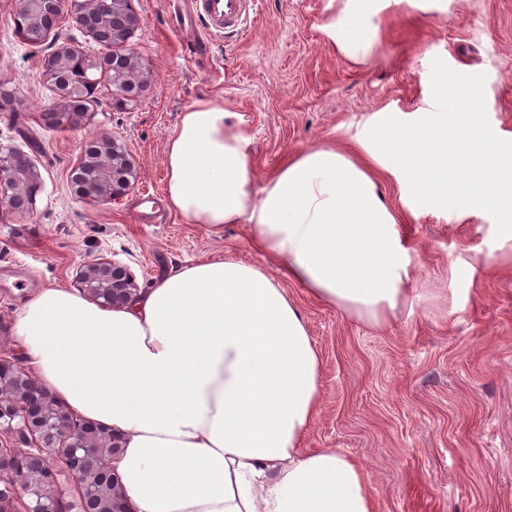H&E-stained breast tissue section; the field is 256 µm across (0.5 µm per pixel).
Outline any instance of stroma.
<instances>
[{"mask_svg":"<svg viewBox=\"0 0 512 512\" xmlns=\"http://www.w3.org/2000/svg\"><path fill=\"white\" fill-rule=\"evenodd\" d=\"M132 6L142 25L128 47L146 87L119 108L100 76L68 129L43 118L56 97L42 75L49 45L28 43L14 0H0V83L15 97L0 142L31 151L41 174L32 209L0 212V349L15 351L17 312L36 291L77 290V269L99 257L127 265L141 291L205 258L261 263L240 225L218 237L166 209L138 220L143 197H165L164 145L194 103L232 112L259 187L299 151L351 147L375 113L430 108L435 59L471 81L487 125L512 139V0H259L248 37L206 48L174 30L168 0ZM357 21L367 47L351 54L337 36ZM100 135L124 145L138 176L124 197L89 204L71 172ZM381 189L403 218L417 298L377 330L288 285L323 360L305 445L363 462L376 512H512V236L488 211L411 205L391 176Z\"/></svg>","mask_w":512,"mask_h":512,"instance_id":"obj_1","label":"stroma"}]
</instances>
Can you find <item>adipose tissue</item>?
<instances>
[{
	"label": "adipose tissue",
	"mask_w": 512,
	"mask_h": 512,
	"mask_svg": "<svg viewBox=\"0 0 512 512\" xmlns=\"http://www.w3.org/2000/svg\"><path fill=\"white\" fill-rule=\"evenodd\" d=\"M437 83L453 112L383 115L356 151H300L259 190L231 112L189 106L165 144L166 206L216 235L242 225L262 263L202 259L119 309L55 286L22 306L38 380L124 434L114 466L136 512H375L362 462L304 445L323 362L285 285L379 329L411 306L381 170L432 209L512 218V144L484 129L465 77Z\"/></svg>",
	"instance_id": "1"
}]
</instances>
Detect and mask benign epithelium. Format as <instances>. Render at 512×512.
I'll return each mask as SVG.
<instances>
[{
	"label": "benign epithelium",
	"instance_id": "7a95c632",
	"mask_svg": "<svg viewBox=\"0 0 512 512\" xmlns=\"http://www.w3.org/2000/svg\"><path fill=\"white\" fill-rule=\"evenodd\" d=\"M17 13L27 21V37L41 45L57 20L67 16L85 34L103 45H124L141 24L131 0H17ZM81 57L80 82L63 80L71 60ZM127 72L123 88L115 90V106L122 108L143 91L134 53L112 54ZM107 70L106 59L80 54L61 44L45 55L42 73L56 88L50 107L59 126H77L83 113L72 102L89 101L86 86L96 73ZM72 183L78 197L88 203H107L125 195L137 179L133 158L109 137L85 143L73 168ZM39 173L34 161L20 149L0 143V209L15 211L35 201ZM80 291L104 308L117 309L137 293L135 276L123 263L97 258L80 267ZM125 447L124 434L74 415L57 397L39 386L18 357L0 354V512H71L58 488L66 473L75 483L81 512H129V502L112 462Z\"/></svg>",
	"mask_w": 512,
	"mask_h": 512
}]
</instances>
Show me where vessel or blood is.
<instances>
[{"label": "vessel or blood", "instance_id": "b4317fda", "mask_svg": "<svg viewBox=\"0 0 512 512\" xmlns=\"http://www.w3.org/2000/svg\"><path fill=\"white\" fill-rule=\"evenodd\" d=\"M182 29L202 30L207 36L240 34L248 23L251 0H170Z\"/></svg>", "mask_w": 512, "mask_h": 512}]
</instances>
